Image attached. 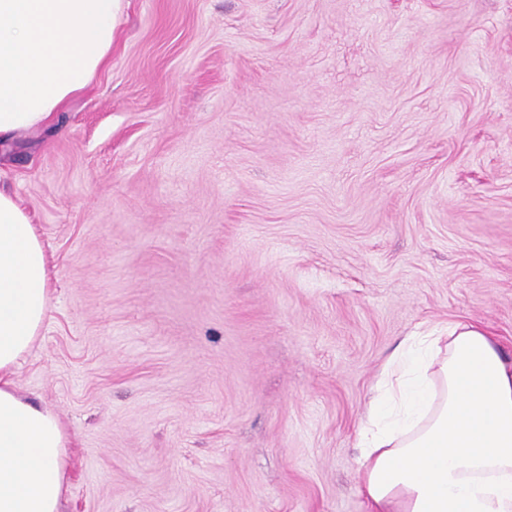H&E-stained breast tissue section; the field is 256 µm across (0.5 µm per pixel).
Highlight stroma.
<instances>
[{
	"mask_svg": "<svg viewBox=\"0 0 512 512\" xmlns=\"http://www.w3.org/2000/svg\"><path fill=\"white\" fill-rule=\"evenodd\" d=\"M0 184L49 260L17 384L72 437L63 512H366L399 341L512 362V0H119Z\"/></svg>",
	"mask_w": 512,
	"mask_h": 512,
	"instance_id": "stroma-1",
	"label": "stroma"
}]
</instances>
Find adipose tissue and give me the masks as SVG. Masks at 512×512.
I'll return each instance as SVG.
<instances>
[{
	"label": "adipose tissue",
	"mask_w": 512,
	"mask_h": 512,
	"mask_svg": "<svg viewBox=\"0 0 512 512\" xmlns=\"http://www.w3.org/2000/svg\"><path fill=\"white\" fill-rule=\"evenodd\" d=\"M116 0H0V141L48 125L112 54ZM37 228L0 188V512H61L71 437L23 395L21 359L49 311ZM368 512H512V364L483 327L405 337L362 424Z\"/></svg>",
	"instance_id": "obj_1"
}]
</instances>
